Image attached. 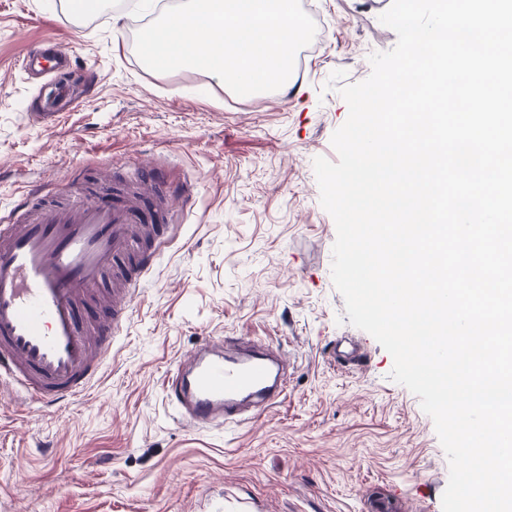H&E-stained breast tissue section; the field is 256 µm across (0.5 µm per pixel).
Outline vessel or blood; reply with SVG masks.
<instances>
[{"label":"vessel or blood","instance_id":"obj_1","mask_svg":"<svg viewBox=\"0 0 512 512\" xmlns=\"http://www.w3.org/2000/svg\"><path fill=\"white\" fill-rule=\"evenodd\" d=\"M144 221V205L112 194L9 211L0 225V387L12 399L55 408L91 387L130 318L132 286L153 263L136 251L133 227ZM111 266L127 288L113 296L106 317L81 322L91 286ZM164 384L177 415L197 426L241 421L244 403L267 408L285 390L269 349L228 354L219 342L177 361Z\"/></svg>","mask_w":512,"mask_h":512}]
</instances>
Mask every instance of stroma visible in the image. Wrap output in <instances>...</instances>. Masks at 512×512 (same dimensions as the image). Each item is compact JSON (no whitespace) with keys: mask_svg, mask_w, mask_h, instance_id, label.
<instances>
[{"mask_svg":"<svg viewBox=\"0 0 512 512\" xmlns=\"http://www.w3.org/2000/svg\"><path fill=\"white\" fill-rule=\"evenodd\" d=\"M162 0L81 20L67 0H0V211L137 183L171 202L157 261L86 396L48 412L0 398V512H442L449 464L390 354L350 324L331 276L336 226L313 160L349 116L340 86L394 48L393 0H305L321 23L288 91L235 95L196 68L157 73L130 44ZM66 45L78 107L40 118L26 51ZM262 338L286 361L276 406L191 428L164 402L173 362ZM361 343L353 365L342 342Z\"/></svg>","mask_w":512,"mask_h":512,"instance_id":"obj_1","label":"stroma"}]
</instances>
